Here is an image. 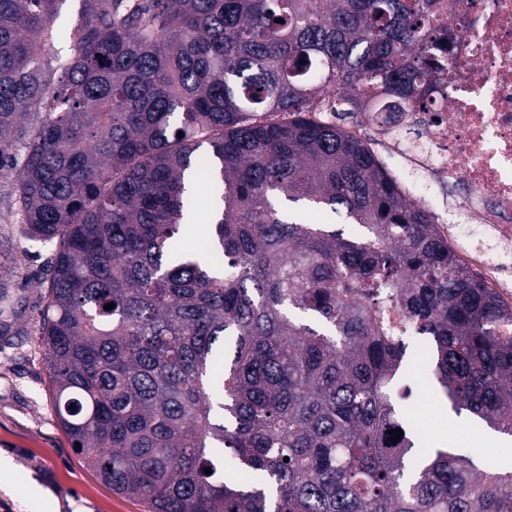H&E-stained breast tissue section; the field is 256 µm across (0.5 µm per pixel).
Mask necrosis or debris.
I'll use <instances>...</instances> for the list:
<instances>
[{
	"label": "necrosis or debris",
	"mask_w": 512,
	"mask_h": 512,
	"mask_svg": "<svg viewBox=\"0 0 512 512\" xmlns=\"http://www.w3.org/2000/svg\"><path fill=\"white\" fill-rule=\"evenodd\" d=\"M429 11L451 75L431 78L424 111L365 119L428 183L462 186L448 242L512 295V0H430Z\"/></svg>",
	"instance_id": "4bbe7bcc"
}]
</instances>
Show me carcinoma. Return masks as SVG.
Wrapping results in <instances>:
<instances>
[{
  "instance_id": "cac0c4a2",
  "label": "carcinoma",
  "mask_w": 512,
  "mask_h": 512,
  "mask_svg": "<svg viewBox=\"0 0 512 512\" xmlns=\"http://www.w3.org/2000/svg\"><path fill=\"white\" fill-rule=\"evenodd\" d=\"M65 2L0 0V175L56 243L38 331L85 465L151 512H512V469L421 451L396 327L512 437V307L319 117L425 106L424 0ZM17 303L1 280V330Z\"/></svg>"
}]
</instances>
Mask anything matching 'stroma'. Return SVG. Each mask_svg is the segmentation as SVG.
<instances>
[{
    "label": "stroma",
    "mask_w": 512,
    "mask_h": 512,
    "mask_svg": "<svg viewBox=\"0 0 512 512\" xmlns=\"http://www.w3.org/2000/svg\"><path fill=\"white\" fill-rule=\"evenodd\" d=\"M53 251L25 240L17 216L0 207V277L23 298L0 333V455L15 464L9 486L0 487V512H149L144 501L113 493L84 466L56 415L38 336ZM409 415L424 447L445 435L461 452L479 449L487 469L512 468V444L441 401L412 406Z\"/></svg>",
    "instance_id": "obj_1"
}]
</instances>
